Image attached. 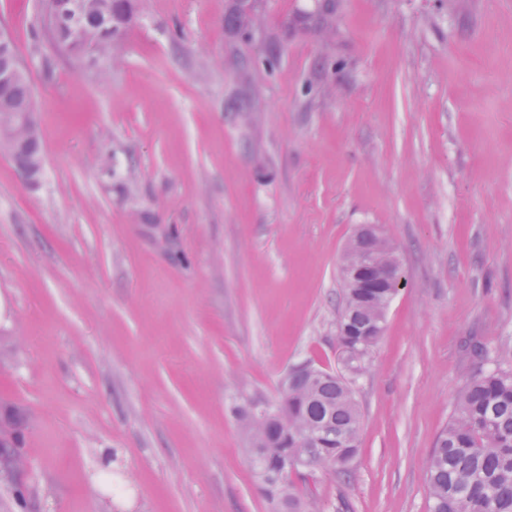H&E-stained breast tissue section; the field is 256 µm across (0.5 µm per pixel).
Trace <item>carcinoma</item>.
Wrapping results in <instances>:
<instances>
[{
	"instance_id": "obj_1",
	"label": "carcinoma",
	"mask_w": 512,
	"mask_h": 512,
	"mask_svg": "<svg viewBox=\"0 0 512 512\" xmlns=\"http://www.w3.org/2000/svg\"><path fill=\"white\" fill-rule=\"evenodd\" d=\"M132 2L125 0L122 6L120 0H79L84 18L112 25L119 33L135 18ZM52 45L65 54L79 53L65 30ZM33 99L26 74L0 88V143H26V150L15 157L22 168L41 150L40 141L16 120ZM342 294L343 304H351L354 311H340L336 341L344 348L345 367L351 368L378 341L361 332L378 312L379 299L355 288L344 287ZM255 407L244 403L235 407V413L250 441L259 490L278 503V512H317V506L296 495L276 463L290 462L302 480L313 469L347 473L360 430L353 389L343 375L303 363L292 369L280 397L269 404L273 419L255 418ZM324 423L333 434L322 441L320 457L312 461L306 455L313 447L311 434ZM427 484L428 512H512V370L480 369L466 381L452 419L428 458Z\"/></svg>"
}]
</instances>
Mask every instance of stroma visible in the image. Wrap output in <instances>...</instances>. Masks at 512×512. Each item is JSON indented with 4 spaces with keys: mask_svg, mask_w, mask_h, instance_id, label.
Segmentation results:
<instances>
[{
    "mask_svg": "<svg viewBox=\"0 0 512 512\" xmlns=\"http://www.w3.org/2000/svg\"><path fill=\"white\" fill-rule=\"evenodd\" d=\"M235 6L139 0L92 63L0 0L45 157L34 188L0 155V512H274L232 408L342 371L362 224L403 285L319 512H428L462 386L512 351V0Z\"/></svg>",
    "mask_w": 512,
    "mask_h": 512,
    "instance_id": "stroma-1",
    "label": "stroma"
}]
</instances>
